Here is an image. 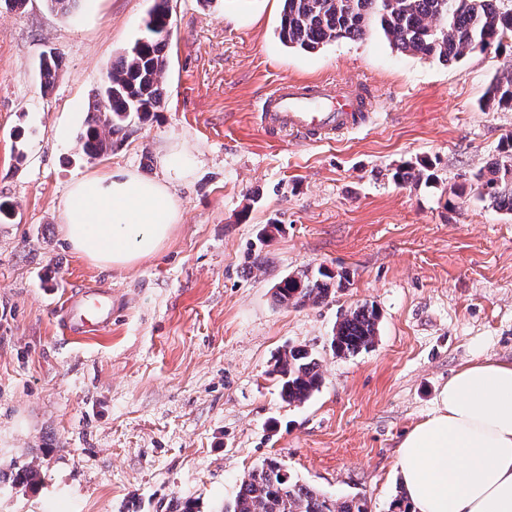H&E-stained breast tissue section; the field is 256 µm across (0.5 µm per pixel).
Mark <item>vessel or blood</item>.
<instances>
[{
    "label": "vessel or blood",
    "instance_id": "vessel-or-blood-1",
    "mask_svg": "<svg viewBox=\"0 0 512 512\" xmlns=\"http://www.w3.org/2000/svg\"><path fill=\"white\" fill-rule=\"evenodd\" d=\"M371 108L370 98L357 85L339 83L330 89L322 83L287 80L263 101L255 117L271 134L313 141L359 128ZM58 314L65 335L108 331L112 326V292L107 288L76 292Z\"/></svg>",
    "mask_w": 512,
    "mask_h": 512
}]
</instances>
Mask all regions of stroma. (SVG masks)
I'll list each match as a JSON object with an SVG mask.
<instances>
[{"label": "stroma", "instance_id": "obj_1", "mask_svg": "<svg viewBox=\"0 0 512 512\" xmlns=\"http://www.w3.org/2000/svg\"><path fill=\"white\" fill-rule=\"evenodd\" d=\"M152 4L0 7V199L15 206L0 224V512H224L272 457L337 501L390 512L398 445L439 388L468 364L512 362V215L470 182L512 137V112L482 106L512 75V47L451 64L379 35L306 52L277 36L281 0H170L162 107L87 158L88 105ZM286 79L361 85L370 119L316 142L271 135L255 114ZM172 150L188 168L164 248L124 270L76 253L61 229L71 185L105 169L164 178ZM421 162L434 181L394 182ZM267 224L281 231L262 245ZM321 266L346 287L274 304L282 277ZM93 279L112 290V329L67 338L53 314ZM364 303L381 316L374 347L336 356L337 318ZM291 346L324 378L302 404L270 373Z\"/></svg>", "mask_w": 512, "mask_h": 512}]
</instances>
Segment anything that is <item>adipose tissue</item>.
<instances>
[{"label":"adipose tissue","mask_w":512,"mask_h":512,"mask_svg":"<svg viewBox=\"0 0 512 512\" xmlns=\"http://www.w3.org/2000/svg\"><path fill=\"white\" fill-rule=\"evenodd\" d=\"M179 219L168 183L102 172L71 186L62 230L94 264L129 268L157 253ZM398 470L411 512H512V363L455 372L402 440Z\"/></svg>","instance_id":"ef3b65f1"}]
</instances>
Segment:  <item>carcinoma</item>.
<instances>
[{
	"mask_svg": "<svg viewBox=\"0 0 512 512\" xmlns=\"http://www.w3.org/2000/svg\"><path fill=\"white\" fill-rule=\"evenodd\" d=\"M169 0H155L146 21V35L135 41L103 78L89 106L80 135L82 149L91 159L112 152L127 128L145 123L162 102L161 74L170 35ZM279 40L292 48L313 51L339 40L356 41L376 32L400 52H410L440 62H460L474 53H485L512 44V5L505 0H282ZM59 70V54L50 51L39 61V75L50 87ZM483 107L512 112V77L493 80ZM434 176L431 166L398 168L393 179L406 184ZM470 181L482 197L512 213V137L499 156L472 174ZM348 279L325 267L289 275L273 289L274 302L282 307L317 304ZM380 315L367 304L357 306L336 321L330 342L338 356L367 351L379 335ZM282 398L304 403L319 391L323 378L313 352L291 347L276 359L272 369ZM226 512H367L356 499L340 503L314 487L293 478L280 461L270 458L242 478Z\"/></svg>",
	"mask_w": 512,
	"mask_h": 512,
	"instance_id": "1",
	"label": "carcinoma"
}]
</instances>
